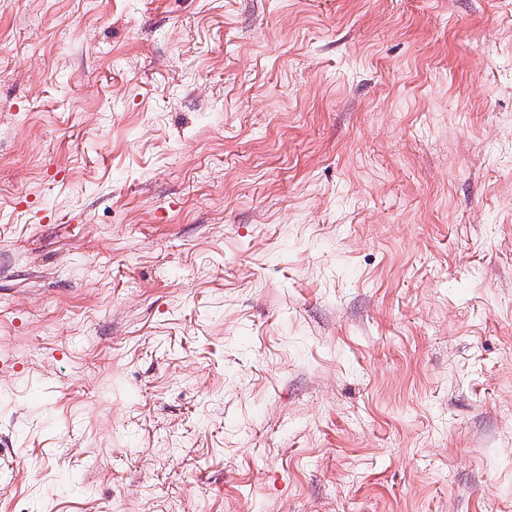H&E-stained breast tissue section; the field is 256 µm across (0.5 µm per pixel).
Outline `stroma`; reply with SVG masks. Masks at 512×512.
<instances>
[{
	"label": "stroma",
	"instance_id": "35a3bbf8",
	"mask_svg": "<svg viewBox=\"0 0 512 512\" xmlns=\"http://www.w3.org/2000/svg\"><path fill=\"white\" fill-rule=\"evenodd\" d=\"M0 512H512V0H0Z\"/></svg>",
	"mask_w": 512,
	"mask_h": 512
}]
</instances>
